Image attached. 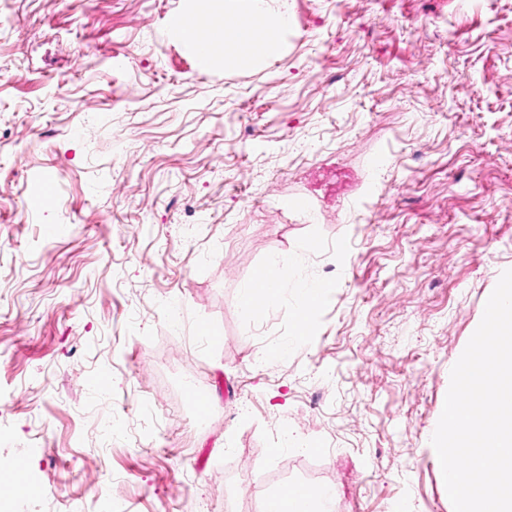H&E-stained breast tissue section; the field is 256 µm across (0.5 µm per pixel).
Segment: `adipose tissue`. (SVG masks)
<instances>
[{
	"label": "adipose tissue",
	"instance_id": "ef3b65f1",
	"mask_svg": "<svg viewBox=\"0 0 512 512\" xmlns=\"http://www.w3.org/2000/svg\"><path fill=\"white\" fill-rule=\"evenodd\" d=\"M289 25L287 0H225L221 9H189L169 22L190 47L199 37V28H206L207 40L217 44L207 65L228 67L257 66L281 57L285 52L281 35Z\"/></svg>",
	"mask_w": 512,
	"mask_h": 512
}]
</instances>
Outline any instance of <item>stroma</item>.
Returning a JSON list of instances; mask_svg holds the SVG:
<instances>
[{"mask_svg":"<svg viewBox=\"0 0 512 512\" xmlns=\"http://www.w3.org/2000/svg\"><path fill=\"white\" fill-rule=\"evenodd\" d=\"M188 6L0 0V456L24 463L0 507L318 485L332 512H453L430 436L512 269V0H288L256 69L199 67L167 28ZM294 251L332 286L303 341L293 300L240 310Z\"/></svg>","mask_w":512,"mask_h":512,"instance_id":"obj_1","label":"stroma"}]
</instances>
